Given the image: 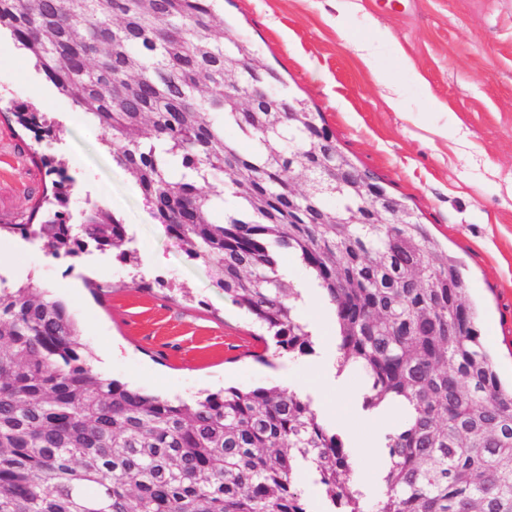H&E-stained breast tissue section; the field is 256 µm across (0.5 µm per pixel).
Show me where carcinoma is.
<instances>
[{"instance_id": "cac0c4a2", "label": "carcinoma", "mask_w": 512, "mask_h": 512, "mask_svg": "<svg viewBox=\"0 0 512 512\" xmlns=\"http://www.w3.org/2000/svg\"><path fill=\"white\" fill-rule=\"evenodd\" d=\"M221 0H0V29L48 72L100 130L153 216L192 260L215 265L224 295L271 333L279 352L314 353L294 316L298 292L278 274L291 251L335 306L339 367L366 379L363 408L404 398L414 417L385 436L391 464L372 501L349 482L341 435L311 400L276 387L229 388L188 404L97 374L78 321L56 296L0 279V512H310L296 487L305 464L327 512H512V389L483 347L462 264L407 205L381 214V183L356 192L358 167L318 109L280 74L251 66L245 40H224ZM240 64L241 86L224 81ZM291 102L280 121L246 88ZM33 129L43 114L17 112ZM250 143L241 151L225 132ZM330 188L294 195V156ZM41 224H0V239L42 241L76 258L123 248L126 226L99 206L69 224L71 179ZM376 216L338 224L336 213Z\"/></svg>"}]
</instances>
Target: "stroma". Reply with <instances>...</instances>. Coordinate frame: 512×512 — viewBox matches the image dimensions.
Wrapping results in <instances>:
<instances>
[{
  "mask_svg": "<svg viewBox=\"0 0 512 512\" xmlns=\"http://www.w3.org/2000/svg\"><path fill=\"white\" fill-rule=\"evenodd\" d=\"M224 0L232 36L249 41L299 97L316 105L339 147L360 170L414 208L449 255L463 264L484 344L502 381L512 380V0H411L381 12L376 0ZM373 32L365 65L355 45ZM28 55L0 56V224L51 217L60 160L75 185L71 223L100 203L125 224L131 250L74 261L40 241L8 238L0 260L27 269L38 292L61 298L81 328L97 373L146 393L186 402L230 387H278L280 359L253 318L225 297L218 271L187 258L163 232L140 189L112 159L100 132L63 95L42 97L28 79ZM403 94L387 102V83ZM44 113L52 132L35 139L13 110ZM452 112L466 145L433 135ZM107 280L111 292L93 293Z\"/></svg>",
  "mask_w": 512,
  "mask_h": 512,
  "instance_id": "1",
  "label": "stroma"
}]
</instances>
